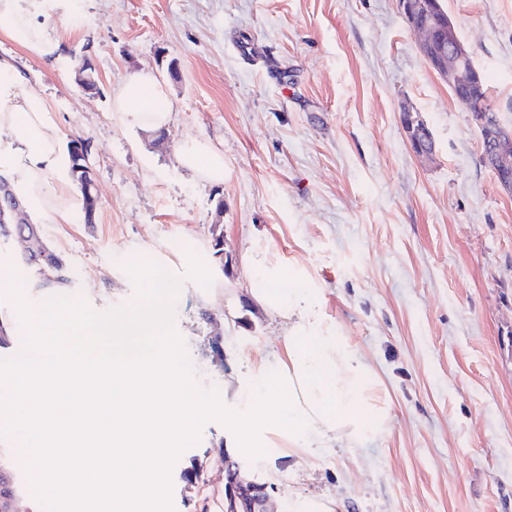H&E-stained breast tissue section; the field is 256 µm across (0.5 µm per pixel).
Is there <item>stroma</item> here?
Returning a JSON list of instances; mask_svg holds the SVG:
<instances>
[{
    "label": "stroma",
    "mask_w": 512,
    "mask_h": 512,
    "mask_svg": "<svg viewBox=\"0 0 512 512\" xmlns=\"http://www.w3.org/2000/svg\"><path fill=\"white\" fill-rule=\"evenodd\" d=\"M444 6L512 127V0ZM41 10L62 61L1 36L0 57L46 98L64 142L88 148L93 223L42 226L73 274L68 295L98 313L135 303L126 263L166 257L195 380L220 389L247 378L282 336L248 291L246 249L261 240L306 268L389 408L374 439L274 456L263 468L225 447L223 424L209 421L171 469L173 512L203 503L223 512L230 460L268 486L275 512L310 500L335 512H512V196L485 166L469 113L420 54L399 0H73L66 12L43 0ZM85 61L92 91L75 83ZM142 69L172 101L157 132L126 129L113 114V91ZM404 102L432 131L431 162L410 146ZM193 137L223 152V183L177 167L178 145ZM18 446L0 436L22 512H44ZM197 462L205 483L186 482Z\"/></svg>",
    "instance_id": "stroma-1"
}]
</instances>
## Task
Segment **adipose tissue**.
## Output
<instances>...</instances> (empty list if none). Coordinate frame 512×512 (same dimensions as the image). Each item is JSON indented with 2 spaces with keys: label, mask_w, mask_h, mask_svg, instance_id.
Listing matches in <instances>:
<instances>
[{
  "label": "adipose tissue",
  "mask_w": 512,
  "mask_h": 512,
  "mask_svg": "<svg viewBox=\"0 0 512 512\" xmlns=\"http://www.w3.org/2000/svg\"><path fill=\"white\" fill-rule=\"evenodd\" d=\"M0 34L39 59L61 56L62 44L39 20L35 0H0ZM112 108L126 128L159 131L170 122L172 102L162 83L140 71L115 91ZM48 112L41 95L24 89L11 60L0 58V178L31 223L68 224L82 216L83 199L70 186L62 132ZM176 162L192 178L224 180V155L207 140L183 141ZM246 261L252 301L279 319L284 335L273 360H252L248 385L236 387L234 404L224 409L235 446L262 466L274 451L293 459L311 448L354 447L381 434L389 413L372 398L377 376L326 314L321 290L261 242H252Z\"/></svg>",
  "instance_id": "obj_1"
}]
</instances>
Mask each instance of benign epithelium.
Listing matches in <instances>:
<instances>
[{"instance_id":"1","label":"benign epithelium","mask_w":512,"mask_h":512,"mask_svg":"<svg viewBox=\"0 0 512 512\" xmlns=\"http://www.w3.org/2000/svg\"><path fill=\"white\" fill-rule=\"evenodd\" d=\"M401 12L408 27L418 37V50L429 59L433 70L451 90L464 88L472 101L485 96L483 70L476 64L471 48L459 38L452 19L433 11L427 0H399ZM408 121L404 130L416 156L430 161L434 147L419 141L424 134L419 125L420 116L411 105L402 107ZM471 121L482 139V157L496 177L499 188L512 195V128L491 119L488 113L470 112ZM9 209L16 219L24 217L19 201L0 184V211ZM9 472L0 468V512H18L15 496L9 488ZM224 512H273L266 487L255 479L241 474L238 463L230 461L226 469Z\"/></svg>"}]
</instances>
